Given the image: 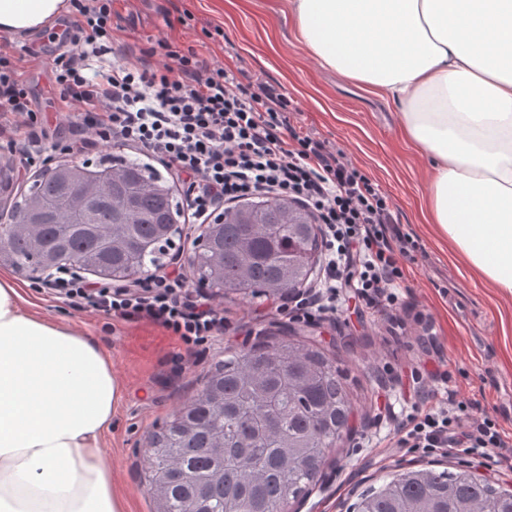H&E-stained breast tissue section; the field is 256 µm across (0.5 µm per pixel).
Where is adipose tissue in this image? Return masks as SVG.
<instances>
[{
    "mask_svg": "<svg viewBox=\"0 0 512 512\" xmlns=\"http://www.w3.org/2000/svg\"><path fill=\"white\" fill-rule=\"evenodd\" d=\"M322 67L399 104L431 160L424 218L512 296V0H284ZM69 0H0V34L49 30ZM122 401L90 335L0 276V512H124L102 451Z\"/></svg>",
    "mask_w": 512,
    "mask_h": 512,
    "instance_id": "1",
    "label": "adipose tissue"
}]
</instances>
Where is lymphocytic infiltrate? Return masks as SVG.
Returning a JSON list of instances; mask_svg holds the SVG:
<instances>
[{
    "label": "lymphocytic infiltrate",
    "instance_id": "f902f5d3",
    "mask_svg": "<svg viewBox=\"0 0 512 512\" xmlns=\"http://www.w3.org/2000/svg\"><path fill=\"white\" fill-rule=\"evenodd\" d=\"M71 15L52 58L58 108L82 146L130 147L173 170L196 224L245 199L288 197L307 207L323 236L319 297L273 299L277 314L311 319L343 312L350 298L398 310L404 263L416 248L394 224L386 195L343 150L305 134L286 117L288 101L269 86L242 84L228 67L156 39L137 61L112 58V0H70ZM44 119L11 54L0 50V140L22 146L23 168L41 160ZM57 298L111 318L144 320L198 346L224 332V313L189 294L180 268L131 287L79 272L51 277ZM398 447L457 450L512 473L506 441L490 417L472 418L447 371L413 375L399 400Z\"/></svg>",
    "mask_w": 512,
    "mask_h": 512
}]
</instances>
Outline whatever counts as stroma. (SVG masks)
<instances>
[{
    "instance_id": "stroma-1",
    "label": "stroma",
    "mask_w": 512,
    "mask_h": 512,
    "mask_svg": "<svg viewBox=\"0 0 512 512\" xmlns=\"http://www.w3.org/2000/svg\"><path fill=\"white\" fill-rule=\"evenodd\" d=\"M115 46L150 47L168 37L180 52L196 50L211 62L240 71L241 81L270 85L288 99L292 125L338 146L390 198L403 231L412 233L416 259L408 265L405 299L397 319L348 300L338 318L311 322L278 315L255 316V299H225L224 333L186 351L162 327L103 319L58 302L32 288L34 272L11 271L37 310L47 318L92 330L111 357L123 390L103 451L112 480L128 496L132 512H155L146 479V449L154 431L203 388L204 377L231 351L296 332L326 349L344 369L356 401L354 430L329 454L322 481L297 504V512H350L368 486L382 477L419 466L473 470L467 455L430 454L420 448H369L362 434L386 431L384 392L418 368L443 366L449 385L475 412L495 419L512 443V297L471 276L422 221L431 172L426 160L402 139L398 107L361 83L323 69L298 43L283 0H115ZM21 70L34 101L48 117L47 130L61 139L70 132L54 108L49 38L22 39Z\"/></svg>"
}]
</instances>
